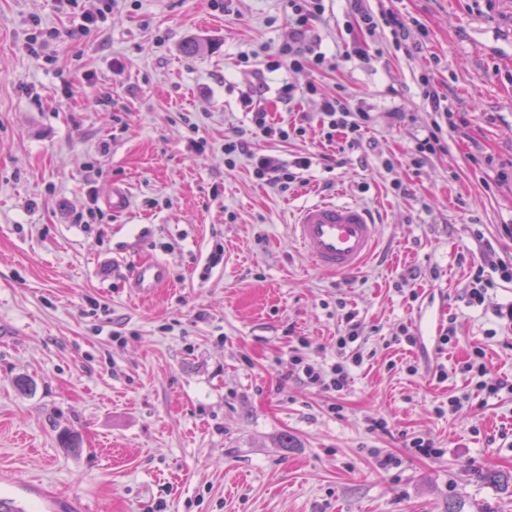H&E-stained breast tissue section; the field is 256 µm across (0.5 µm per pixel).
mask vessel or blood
Wrapping results in <instances>:
<instances>
[{
  "instance_id": "obj_1",
  "label": "vessel or blood",
  "mask_w": 512,
  "mask_h": 512,
  "mask_svg": "<svg viewBox=\"0 0 512 512\" xmlns=\"http://www.w3.org/2000/svg\"><path fill=\"white\" fill-rule=\"evenodd\" d=\"M293 233L317 268L348 274L361 268L373 252L379 227L363 205L322 199L297 211ZM169 278L165 262L144 261L135 265L129 288L135 296L148 297Z\"/></svg>"
}]
</instances>
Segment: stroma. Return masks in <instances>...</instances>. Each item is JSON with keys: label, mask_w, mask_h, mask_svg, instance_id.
I'll return each instance as SVG.
<instances>
[{"label": "stroma", "mask_w": 512, "mask_h": 512, "mask_svg": "<svg viewBox=\"0 0 512 512\" xmlns=\"http://www.w3.org/2000/svg\"><path fill=\"white\" fill-rule=\"evenodd\" d=\"M365 4L418 20L421 50L368 35L348 0H325L313 34L380 57L300 73L268 68L293 32L286 0L229 14L116 0L83 35L64 0H0V496L27 512H512V397L484 400L460 370L479 347L488 380L512 379V319L496 313L512 281L465 300L480 239L512 262V0ZM35 17L61 34L45 57L27 46ZM425 74L463 131L417 158ZM287 83L317 92L287 102ZM256 85L271 123L339 93L370 131L355 147L317 125L256 135L242 103ZM228 138L312 165L282 193L248 157L225 166ZM322 198L380 226L355 274L316 269L291 238L293 213ZM150 259L171 284L135 298L127 280ZM349 314L363 362L347 388L287 377L295 349L337 361ZM418 436L434 455L410 450Z\"/></svg>", "instance_id": "35a3bbf8"}]
</instances>
